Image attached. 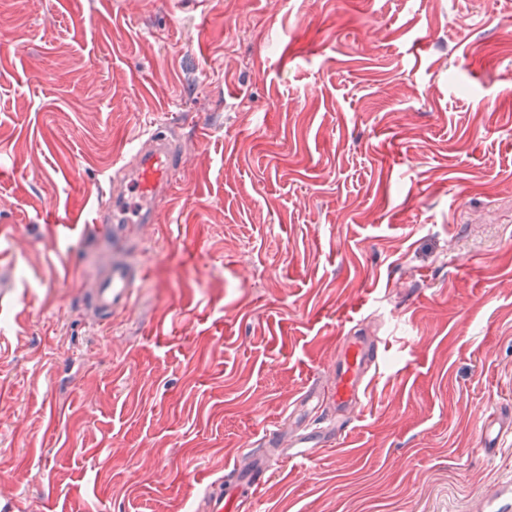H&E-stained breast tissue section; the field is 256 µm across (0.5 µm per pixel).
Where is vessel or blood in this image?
<instances>
[{"label": "vessel or blood", "mask_w": 512, "mask_h": 512, "mask_svg": "<svg viewBox=\"0 0 512 512\" xmlns=\"http://www.w3.org/2000/svg\"><path fill=\"white\" fill-rule=\"evenodd\" d=\"M182 165V154L167 128L154 131L129 160L113 168L108 190L97 198L92 229L104 246V260L89 288L95 321L111 319L128 310L143 270L126 255L130 230L159 221V203L173 189V174ZM381 355L378 341L358 336L343 337L336 369L329 387L313 388L304 400L319 399L336 414L338 428L348 427L356 406L371 380L370 371ZM338 429L316 426L295 434L289 442L292 458H312L319 449L333 445ZM273 460L250 457L248 462L225 467L224 475L212 481L203 497L202 512H245L275 471ZM481 512H512V484L501 486L485 498Z\"/></svg>", "instance_id": "b4317fda"}]
</instances>
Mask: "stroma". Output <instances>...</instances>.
<instances>
[{
    "label": "stroma",
    "mask_w": 512,
    "mask_h": 512,
    "mask_svg": "<svg viewBox=\"0 0 512 512\" xmlns=\"http://www.w3.org/2000/svg\"><path fill=\"white\" fill-rule=\"evenodd\" d=\"M177 121L132 307L95 324L88 222ZM81 216L49 234V216ZM0 512H197L269 426L333 410L350 327L380 368L337 445L249 512H477L512 481V0H0Z\"/></svg>",
    "instance_id": "obj_1"
}]
</instances>
